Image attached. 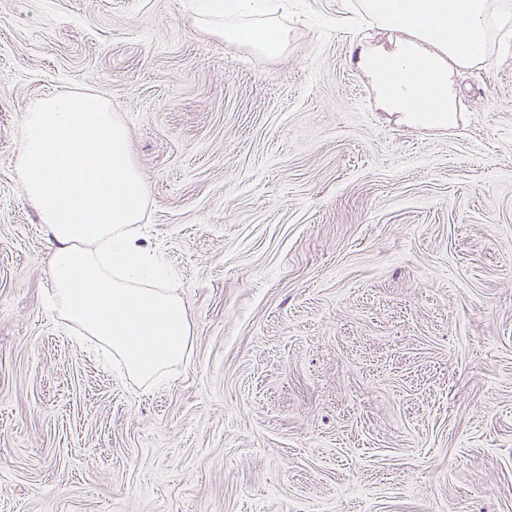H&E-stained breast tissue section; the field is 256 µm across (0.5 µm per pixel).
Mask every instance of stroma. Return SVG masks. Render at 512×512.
Listing matches in <instances>:
<instances>
[{"instance_id":"35a3bbf8","label":"stroma","mask_w":512,"mask_h":512,"mask_svg":"<svg viewBox=\"0 0 512 512\" xmlns=\"http://www.w3.org/2000/svg\"><path fill=\"white\" fill-rule=\"evenodd\" d=\"M185 0H0V512H512V24L455 119L361 64L402 30L290 22L265 58ZM126 124L191 334L135 383L48 310L23 112Z\"/></svg>"}]
</instances>
